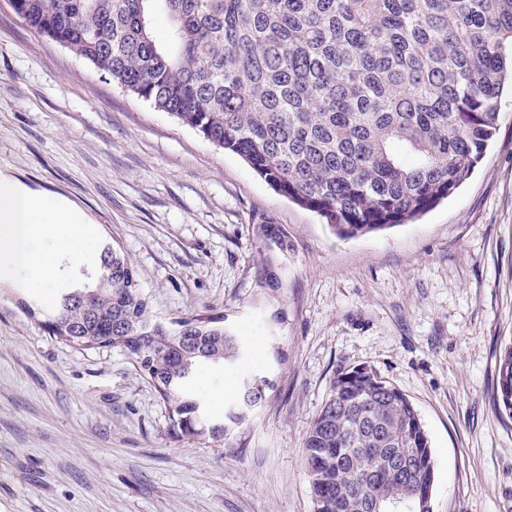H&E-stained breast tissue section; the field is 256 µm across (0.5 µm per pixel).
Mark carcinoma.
<instances>
[{"mask_svg":"<svg viewBox=\"0 0 512 512\" xmlns=\"http://www.w3.org/2000/svg\"><path fill=\"white\" fill-rule=\"evenodd\" d=\"M12 8L345 238L408 224L452 196L496 136L499 98L512 82V0H13ZM160 13L169 20L162 39ZM259 234L288 250V233L271 218ZM90 279L52 298L47 325L82 349L147 348L142 372L181 436L218 441L261 404L263 378L242 384L217 419L194 394L203 367L239 355L222 320L155 329L128 257L108 242ZM68 324L82 335H66ZM497 385L512 417V345ZM303 448L314 512H361L363 500L409 490L435 466L413 403L366 368L338 373Z\"/></svg>","mask_w":512,"mask_h":512,"instance_id":"carcinoma-1","label":"carcinoma"}]
</instances>
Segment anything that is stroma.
<instances>
[{"mask_svg":"<svg viewBox=\"0 0 512 512\" xmlns=\"http://www.w3.org/2000/svg\"><path fill=\"white\" fill-rule=\"evenodd\" d=\"M0 178L81 211L129 258L166 323L222 319L242 355L204 368L218 415L243 379L271 386L222 442L178 437L127 352L80 350L18 304L86 283L96 252L44 287L0 263V512H313L303 441L338 370L366 366L418 410L432 512H512V93L473 175L415 221L343 238L204 140L38 36L0 0ZM288 252L259 239L262 217ZM497 385L499 404L508 415L512 416V345L500 358Z\"/></svg>","mask_w":512,"mask_h":512,"instance_id":"stroma-1","label":"stroma"}]
</instances>
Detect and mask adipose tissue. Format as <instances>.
I'll return each instance as SVG.
<instances>
[{
  "mask_svg": "<svg viewBox=\"0 0 512 512\" xmlns=\"http://www.w3.org/2000/svg\"><path fill=\"white\" fill-rule=\"evenodd\" d=\"M84 222L80 212L54 198L32 197L0 179V258L18 267H37L40 277L35 287H42L44 279L56 273L61 255L86 250ZM38 233L54 238L58 251L34 254L30 241Z\"/></svg>",
  "mask_w": 512,
  "mask_h": 512,
  "instance_id": "1",
  "label": "adipose tissue"
}]
</instances>
